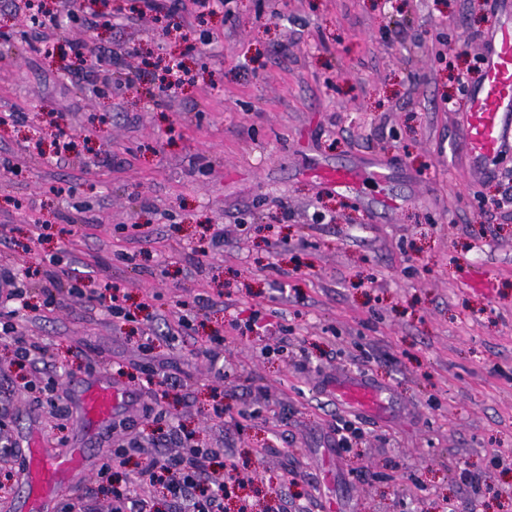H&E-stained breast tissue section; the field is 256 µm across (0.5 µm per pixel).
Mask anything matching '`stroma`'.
<instances>
[{
    "mask_svg": "<svg viewBox=\"0 0 512 512\" xmlns=\"http://www.w3.org/2000/svg\"><path fill=\"white\" fill-rule=\"evenodd\" d=\"M51 13L47 55L0 0V260L26 290L17 331L50 350L21 370L0 342L5 436L91 464L133 437L177 452L163 436L183 426L239 466L224 512H448L470 498L474 512H512V153L470 173L457 121L497 0H228L204 17L182 0V42L140 0H116L107 20L82 0ZM87 37L101 70L137 84L87 74L68 47ZM172 59L186 75L167 97ZM38 113L71 129L69 153L34 149ZM373 163L385 178L352 192L316 177ZM51 256L88 287L120 284L131 320L45 308L25 270ZM254 312L271 332L232 327ZM214 336L222 380L204 354ZM97 360L128 428L57 429L22 388L54 376L76 408ZM147 363L186 381L162 419L140 410ZM342 374L381 391L380 410L338 402L326 383ZM348 421L359 432L337 448ZM463 468L481 474L478 494Z\"/></svg>",
    "mask_w": 512,
    "mask_h": 512,
    "instance_id": "obj_1",
    "label": "stroma"
}]
</instances>
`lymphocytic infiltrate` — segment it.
Returning <instances> with one entry per match:
<instances>
[{
  "label": "lymphocytic infiltrate",
  "instance_id": "1",
  "mask_svg": "<svg viewBox=\"0 0 512 512\" xmlns=\"http://www.w3.org/2000/svg\"><path fill=\"white\" fill-rule=\"evenodd\" d=\"M24 297L16 285V276L10 264L0 263V339L14 348L17 363L45 359L46 346L35 336L17 334L6 312ZM173 441L182 445L176 454H167L155 448L142 450L143 465L136 487H129L119 479L127 463L128 448L139 446L130 439L127 447L113 449L102 456L96 466V491H85L63 500L58 512H98L96 495L109 498V512H156V488H164L169 496L172 512H224V496L230 486L239 482L238 468L233 456L223 455L220 449L195 445L190 434L173 432Z\"/></svg>",
  "mask_w": 512,
  "mask_h": 512
}]
</instances>
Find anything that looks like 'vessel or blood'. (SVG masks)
Here are the masks:
<instances>
[{
    "mask_svg": "<svg viewBox=\"0 0 512 512\" xmlns=\"http://www.w3.org/2000/svg\"><path fill=\"white\" fill-rule=\"evenodd\" d=\"M461 143L472 164L488 170L495 159L512 150V24L495 26L488 39L481 65V79L469 91L467 107L460 121ZM341 401L370 406L379 399L378 391L362 379L343 376L334 385ZM120 392L110 383H89L82 397V413L90 420H103L114 414ZM30 505L42 512L54 499V486L64 469L82 467L84 456L74 450L69 458L57 457L33 441L28 450Z\"/></svg>",
    "mask_w": 512,
    "mask_h": 512,
    "instance_id": "b4317fda",
    "label": "vessel or blood"
}]
</instances>
